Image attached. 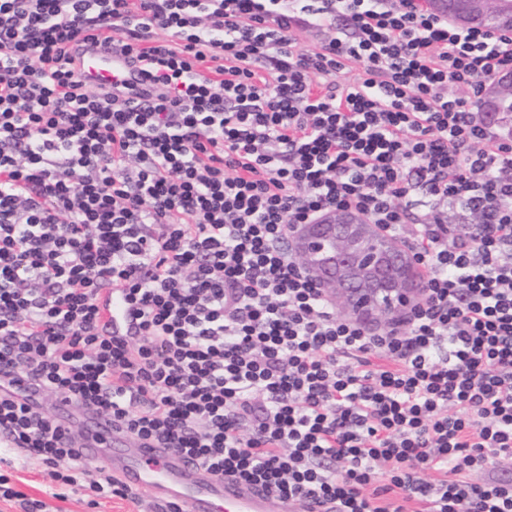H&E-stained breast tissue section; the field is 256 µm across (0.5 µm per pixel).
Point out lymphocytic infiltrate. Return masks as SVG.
<instances>
[{"label":"lymphocytic infiltrate","mask_w":512,"mask_h":512,"mask_svg":"<svg viewBox=\"0 0 512 512\" xmlns=\"http://www.w3.org/2000/svg\"><path fill=\"white\" fill-rule=\"evenodd\" d=\"M97 40L147 99L84 81ZM510 72L512 32L425 0H0V442L138 501L85 482L51 393L276 499L512 512V128L480 109ZM339 209L421 264L405 322L341 318L288 256ZM103 300L105 308L102 314V322L112 325L114 330L119 329V319L126 311L123 300L117 294H113L111 289L103 293Z\"/></svg>","instance_id":"f902f5d3"}]
</instances>
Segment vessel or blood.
Instances as JSON below:
<instances>
[{"mask_svg":"<svg viewBox=\"0 0 512 512\" xmlns=\"http://www.w3.org/2000/svg\"><path fill=\"white\" fill-rule=\"evenodd\" d=\"M81 67L94 85L123 86L138 97L147 93L139 66L110 46L92 47ZM57 406L65 424L82 425L76 446L84 460H107L125 486L154 501L179 505L183 512H297L294 502L273 499L229 477L215 478L177 452L117 433L109 420L80 413L71 403L61 400Z\"/></svg>","mask_w":512,"mask_h":512,"instance_id":"b4317fda","label":"vessel or blood"}]
</instances>
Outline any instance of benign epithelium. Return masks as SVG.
I'll return each instance as SVG.
<instances>
[{
  "label": "benign epithelium",
  "instance_id": "1",
  "mask_svg": "<svg viewBox=\"0 0 512 512\" xmlns=\"http://www.w3.org/2000/svg\"><path fill=\"white\" fill-rule=\"evenodd\" d=\"M447 0H427L440 16L457 26L470 25L469 17L488 19L497 30L512 31V4L498 0L494 13H486V0H464L465 13L445 10ZM512 92V74L491 87L484 108L494 111L498 98ZM293 257L346 318L370 328L393 325L415 311L425 300L423 269L401 242L385 235L349 213L338 211L315 224H297L289 231ZM380 241L381 252L366 249Z\"/></svg>",
  "mask_w": 512,
  "mask_h": 512
}]
</instances>
